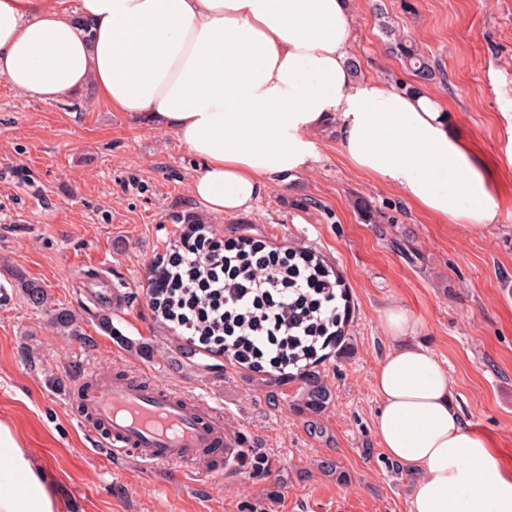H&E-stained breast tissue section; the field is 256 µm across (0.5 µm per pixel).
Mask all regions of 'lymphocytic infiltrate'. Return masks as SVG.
I'll return each mask as SVG.
<instances>
[{
	"mask_svg": "<svg viewBox=\"0 0 512 512\" xmlns=\"http://www.w3.org/2000/svg\"><path fill=\"white\" fill-rule=\"evenodd\" d=\"M330 274L289 275L288 253L193 225L167 246L147 290L171 330L202 350L279 371L301 367L336 332Z\"/></svg>",
	"mask_w": 512,
	"mask_h": 512,
	"instance_id": "obj_1",
	"label": "lymphocytic infiltrate"
}]
</instances>
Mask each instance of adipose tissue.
<instances>
[{"instance_id":"obj_1","label":"adipose tissue","mask_w":512,"mask_h":512,"mask_svg":"<svg viewBox=\"0 0 512 512\" xmlns=\"http://www.w3.org/2000/svg\"><path fill=\"white\" fill-rule=\"evenodd\" d=\"M350 0H0V76L54 100L95 85L121 112L172 130L202 162L191 195L248 212L277 175L309 170L335 125L357 170L418 207L495 223L496 173L428 95L356 81ZM392 345L373 375V432L417 474L409 512H512V465L454 403L447 370L386 315ZM47 470L0 422V512H66Z\"/></svg>"}]
</instances>
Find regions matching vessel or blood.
Masks as SVG:
<instances>
[{"mask_svg":"<svg viewBox=\"0 0 512 512\" xmlns=\"http://www.w3.org/2000/svg\"><path fill=\"white\" fill-rule=\"evenodd\" d=\"M82 422L109 453L139 462L145 472L210 467L239 445L224 418L202 399L142 382L88 373L74 390Z\"/></svg>","mask_w":512,"mask_h":512,"instance_id":"vessel-or-blood-1","label":"vessel or blood"}]
</instances>
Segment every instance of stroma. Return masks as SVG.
Listing matches in <instances>:
<instances>
[{
	"instance_id": "35a3bbf8",
	"label": "stroma",
	"mask_w": 512,
	"mask_h": 512,
	"mask_svg": "<svg viewBox=\"0 0 512 512\" xmlns=\"http://www.w3.org/2000/svg\"><path fill=\"white\" fill-rule=\"evenodd\" d=\"M351 0L349 54L360 78L413 82L385 51L383 9L440 69L425 94L496 169V223L473 229L426 214L354 171L329 126L311 170L273 180L249 212L216 216L190 194L200 162L174 132L117 112L94 86L53 101L0 77V421L51 473L71 512H409L414 474L372 430L373 374L390 342L387 310L408 312L460 412L512 464V0ZM191 213L224 237L305 251L343 287L347 352L317 365L333 400L296 411V384L269 392L253 368L191 346L148 305L147 284ZM99 264L121 303L99 307L76 276ZM41 285L31 304L24 282ZM75 320L60 327L59 310ZM204 398L242 447L221 476L184 483L108 463L72 397L87 370ZM333 459L344 480L324 473Z\"/></svg>"
}]
</instances>
